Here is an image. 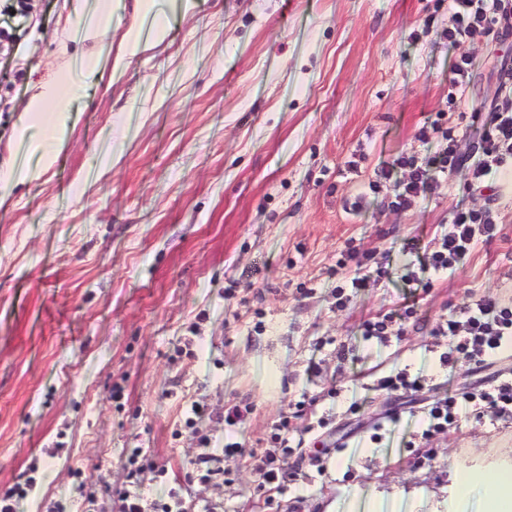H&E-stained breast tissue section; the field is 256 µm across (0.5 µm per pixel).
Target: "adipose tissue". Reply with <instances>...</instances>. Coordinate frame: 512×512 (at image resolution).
<instances>
[{"instance_id": "ef3b65f1", "label": "adipose tissue", "mask_w": 512, "mask_h": 512, "mask_svg": "<svg viewBox=\"0 0 512 512\" xmlns=\"http://www.w3.org/2000/svg\"><path fill=\"white\" fill-rule=\"evenodd\" d=\"M72 13L75 37L83 49L77 55L61 52L55 75L33 87L15 136L38 162L14 164L0 176V207L11 201L16 187L39 180L66 149L72 114L63 85H78L89 63L110 65L113 76H121L134 59L165 42L171 31L163 0H135V17L129 23L115 11L102 15L93 0H75ZM452 482L448 512H512L511 465L490 471L460 466Z\"/></svg>"}]
</instances>
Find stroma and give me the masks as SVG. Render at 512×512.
Segmentation results:
<instances>
[{
	"label": "stroma",
	"instance_id": "35a3bbf8",
	"mask_svg": "<svg viewBox=\"0 0 512 512\" xmlns=\"http://www.w3.org/2000/svg\"><path fill=\"white\" fill-rule=\"evenodd\" d=\"M28 2L0 11L15 38L0 48V169L28 158L14 125L32 86L61 48L82 50L72 0ZM448 25L437 0H195L120 77L101 67L83 80L67 149L0 210V488L35 479L17 512H81L89 492L98 512H114L131 448L165 469L144 477V501L186 483L188 512H344L392 487L421 491L415 512H433L426 495L447 489L452 469L512 448V423L472 411L423 447L402 445L428 400L512 372L506 355L441 365L448 339L433 333L469 296L512 300V179L494 203L497 237L428 291L372 282L343 308L334 294L346 243L398 269L405 240L429 245L454 211L485 203L462 168L409 208H344L375 167L446 148L416 137L436 113L464 128L446 109L460 55L473 61L469 108L495 101L512 37L454 47ZM115 126L121 157L99 167ZM407 305L404 335L360 336L361 320ZM404 369L428 387L375 388ZM300 401L311 411L296 412ZM239 403L254 406L238 433L247 449L266 447L286 413L306 438L297 476L269 505L247 458L225 460L229 481L185 480L199 435L221 452L224 412ZM194 404L205 415L190 431ZM315 413L334 416L333 436L306 437Z\"/></svg>",
	"mask_w": 512,
	"mask_h": 512
}]
</instances>
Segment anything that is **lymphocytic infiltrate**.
<instances>
[{"label": "lymphocytic infiltrate", "instance_id": "obj_1", "mask_svg": "<svg viewBox=\"0 0 512 512\" xmlns=\"http://www.w3.org/2000/svg\"><path fill=\"white\" fill-rule=\"evenodd\" d=\"M451 23L443 35L450 45L459 46L489 33L503 36L512 32V0H448ZM478 158L460 151L459 138L454 128L441 121L419 128L416 136L428 141L437 135L445 139L447 148L440 153L403 154L375 172L368 183L371 192L390 180L395 169H403L408 177L394 198L383 199L388 209L411 206L414 198L434 193L442 177L465 167L471 175L470 187L492 190L494 175L512 172V67L503 68L500 91L491 105L488 119L474 127ZM497 233L496 216L492 208L459 210L443 225L432 249L417 256L415 244H407L406 253L413 259L405 265L403 279L409 287L426 290L439 274L455 273L459 264L482 243L490 242ZM369 258L348 247L341 251L336 268L342 276L336 283V303L343 306L351 301L355 291L366 288L369 279L384 280L390 271L385 264H377L372 274H365ZM435 335L448 339V350L441 357L443 365L465 359L482 364L496 360L504 353H512V304H504L489 297L470 299L458 312L437 324ZM487 409L504 421L512 420V377H496L479 388L452 393L429 402L425 408L426 427L423 440H431L457 425L466 410ZM290 422L281 419L270 435L256 466L258 480L256 493L264 498L281 492L295 475L291 463L294 448L291 444ZM200 453L191 462V477L201 480L223 474L224 461L244 455L241 443L225 444L221 453L209 450L210 439L198 438Z\"/></svg>", "mask_w": 512, "mask_h": 512}]
</instances>
